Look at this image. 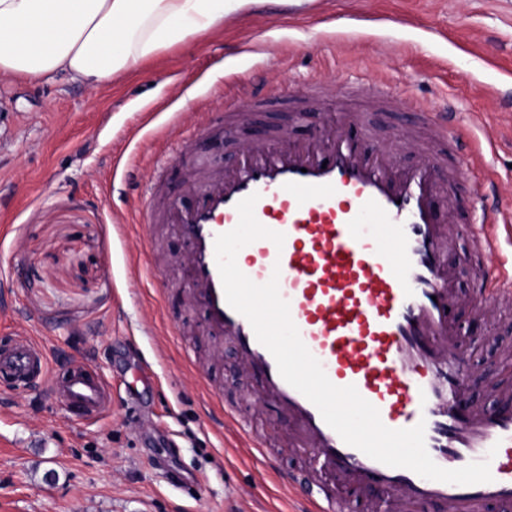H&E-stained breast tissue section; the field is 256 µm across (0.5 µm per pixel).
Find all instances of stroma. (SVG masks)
<instances>
[{
  "instance_id": "stroma-1",
  "label": "stroma",
  "mask_w": 512,
  "mask_h": 512,
  "mask_svg": "<svg viewBox=\"0 0 512 512\" xmlns=\"http://www.w3.org/2000/svg\"><path fill=\"white\" fill-rule=\"evenodd\" d=\"M318 78L400 95L404 108L368 115L383 140L419 127L415 103L452 112L479 162L448 195L463 210L490 181L512 209V0H323L316 13L266 0L101 87L0 80V346L25 333L52 369L90 363L112 395L108 413L80 423L44 386L0 378V512H290L287 488L224 429V404L254 382L231 348L211 360L218 339L184 300L186 244L161 239L159 284L140 213L154 180L182 196L195 157L238 159L225 95L268 97L255 112L265 131L303 139L319 114L294 120L277 94ZM473 315L457 312L471 397L488 407L494 385L512 383L501 357L512 317ZM241 414L281 469L306 470L273 406L244 402Z\"/></svg>"
}]
</instances>
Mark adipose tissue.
Instances as JSON below:
<instances>
[{
	"instance_id": "adipose-tissue-1",
	"label": "adipose tissue",
	"mask_w": 512,
	"mask_h": 512,
	"mask_svg": "<svg viewBox=\"0 0 512 512\" xmlns=\"http://www.w3.org/2000/svg\"><path fill=\"white\" fill-rule=\"evenodd\" d=\"M224 23V0H0V78L96 87Z\"/></svg>"
}]
</instances>
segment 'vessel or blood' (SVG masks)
<instances>
[{"instance_id": "vessel-or-blood-1", "label": "vessel or blood", "mask_w": 512, "mask_h": 512, "mask_svg": "<svg viewBox=\"0 0 512 512\" xmlns=\"http://www.w3.org/2000/svg\"><path fill=\"white\" fill-rule=\"evenodd\" d=\"M264 98L236 99L224 107L226 124L246 120ZM296 109L322 108L332 117L311 139H293L288 128L254 139L236 165L193 163L185 187L191 206L148 205V228L169 225L188 245V303L201 305L207 323L236 352L244 371L258 381L257 398L288 415L297 447L311 451L310 481L299 483L298 512H348L347 502L321 480L330 475L349 488L387 491L402 512L437 505L442 512H512V388H497L494 407L470 401L462 371L460 332L453 310L462 299L446 254L459 230L440 220L436 200L444 185L435 173L447 166L449 179L469 173L449 164L462 151L449 134L447 112H426L430 144L414 165L394 168V155L412 141L398 129L383 149L365 152L372 133L366 112L399 108L398 96L376 84L349 83L333 94L320 82L306 85ZM258 194L254 213L265 227L283 233V246L267 239L243 247L239 269L253 282L278 276L300 337L338 387L355 386L391 429L425 426V446L446 469L489 460L491 482L457 485L423 478L407 468L389 467L346 444L317 407L280 375L270 351L249 321L229 306L215 259L218 235L239 221L236 205ZM491 186L474 193L481 216L468 234L486 257L479 276L489 292L473 295L476 310L491 313L512 304V263L501 254L499 226L512 225V212L489 202ZM0 376L24 386L50 379L51 387L76 417L107 409L110 390L94 369L78 364L49 376L41 343L18 338L0 350ZM224 420L245 437L253 457L268 462L264 442L225 405Z\"/></svg>"}]
</instances>
